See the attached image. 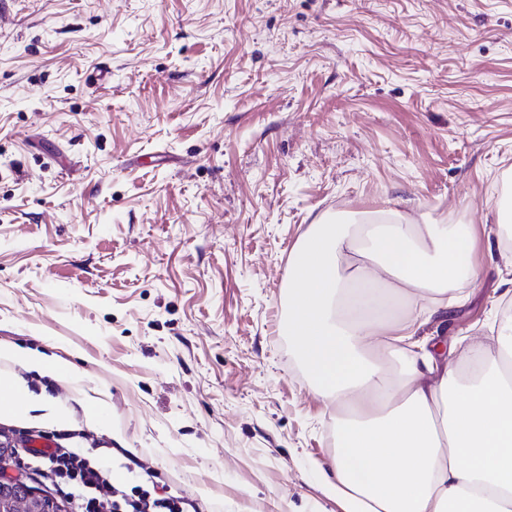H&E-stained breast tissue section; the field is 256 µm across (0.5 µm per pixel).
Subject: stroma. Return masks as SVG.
<instances>
[{"mask_svg": "<svg viewBox=\"0 0 512 512\" xmlns=\"http://www.w3.org/2000/svg\"><path fill=\"white\" fill-rule=\"evenodd\" d=\"M509 185L512 0H0V343L74 368L0 358L29 406L0 430L129 489L133 453L199 512H342L293 248L381 208L476 226L468 300L417 333L445 355L501 318ZM0 355H4L5 357L21 362L24 366L27 367H34L37 369H51L60 375H72L73 367L70 363L63 360H53L51 363H49L41 355L29 350L18 348H7L1 350L0 348Z\"/></svg>", "mask_w": 512, "mask_h": 512, "instance_id": "35a3bbf8", "label": "stroma"}]
</instances>
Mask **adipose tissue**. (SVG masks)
I'll list each match as a JSON object with an SVG mask.
<instances>
[{"instance_id":"ef3b65f1","label":"adipose tissue","mask_w":512,"mask_h":512,"mask_svg":"<svg viewBox=\"0 0 512 512\" xmlns=\"http://www.w3.org/2000/svg\"><path fill=\"white\" fill-rule=\"evenodd\" d=\"M473 247L471 226L389 209L319 219L291 253L288 334L338 409L327 490L345 512H512V318L441 366L415 338L413 310L443 312L478 279Z\"/></svg>"}]
</instances>
